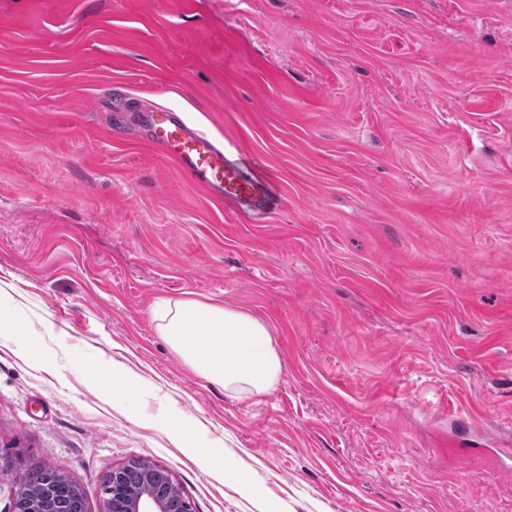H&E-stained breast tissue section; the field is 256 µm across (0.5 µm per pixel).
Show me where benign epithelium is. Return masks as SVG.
Masks as SVG:
<instances>
[{"instance_id": "7a95c632", "label": "benign epithelium", "mask_w": 512, "mask_h": 512, "mask_svg": "<svg viewBox=\"0 0 512 512\" xmlns=\"http://www.w3.org/2000/svg\"><path fill=\"white\" fill-rule=\"evenodd\" d=\"M141 489L131 494L126 491L123 469L116 468L109 473L112 479V500H104L102 512H180V507L167 495L166 484L171 482L168 471L158 465L151 466ZM57 490L46 478L39 489L19 482L13 490L12 512H51Z\"/></svg>"}]
</instances>
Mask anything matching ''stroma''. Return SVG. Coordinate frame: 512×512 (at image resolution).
Instances as JSON below:
<instances>
[{
  "instance_id": "stroma-1",
  "label": "stroma",
  "mask_w": 512,
  "mask_h": 512,
  "mask_svg": "<svg viewBox=\"0 0 512 512\" xmlns=\"http://www.w3.org/2000/svg\"><path fill=\"white\" fill-rule=\"evenodd\" d=\"M151 105L281 209L212 201L144 143ZM0 280V512L34 466L102 512L135 459L193 512H512L484 442L512 440V0H0ZM183 298L269 326L268 395L171 350L152 309ZM101 372L106 377L112 375V381L116 380L122 386L119 391L112 393V404L121 409L129 420L140 422L141 411L134 402V397L143 387L142 379L131 371L118 369L114 365L112 368L105 365ZM165 426L178 440L193 444L201 424L196 420L166 418Z\"/></svg>"
}]
</instances>
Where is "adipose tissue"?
I'll list each match as a JSON object with an SVG mask.
<instances>
[{
    "mask_svg": "<svg viewBox=\"0 0 512 512\" xmlns=\"http://www.w3.org/2000/svg\"><path fill=\"white\" fill-rule=\"evenodd\" d=\"M155 318L170 348L226 393L255 399L276 387L283 359L263 321L196 299L160 301Z\"/></svg>",
    "mask_w": 512,
    "mask_h": 512,
    "instance_id": "obj_1",
    "label": "adipose tissue"
}]
</instances>
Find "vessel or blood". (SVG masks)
<instances>
[{
	"mask_svg": "<svg viewBox=\"0 0 512 512\" xmlns=\"http://www.w3.org/2000/svg\"><path fill=\"white\" fill-rule=\"evenodd\" d=\"M146 125L151 141L214 198L233 205L243 223H256L270 213L275 204L271 178L230 159L210 134L191 127L171 109H149Z\"/></svg>",
	"mask_w": 512,
	"mask_h": 512,
	"instance_id": "vessel-or-blood-1",
	"label": "vessel or blood"
}]
</instances>
